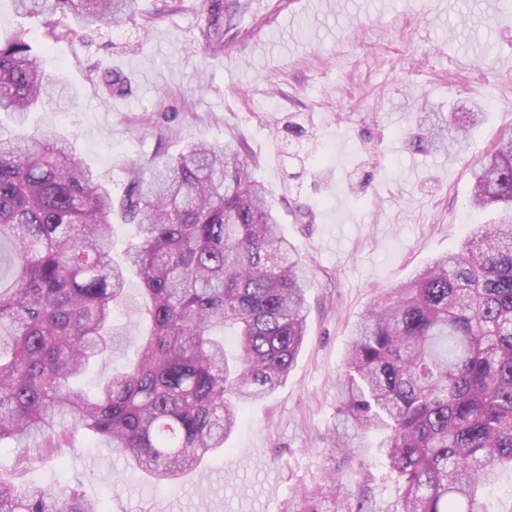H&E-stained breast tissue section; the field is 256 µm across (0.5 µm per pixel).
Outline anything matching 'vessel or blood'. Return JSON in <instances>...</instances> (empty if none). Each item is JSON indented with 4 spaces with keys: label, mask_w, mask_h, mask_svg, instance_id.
<instances>
[{
    "label": "vessel or blood",
    "mask_w": 512,
    "mask_h": 512,
    "mask_svg": "<svg viewBox=\"0 0 512 512\" xmlns=\"http://www.w3.org/2000/svg\"><path fill=\"white\" fill-rule=\"evenodd\" d=\"M304 2L305 0H267L261 10L250 13L245 36L225 42V60H235L243 51L254 57L264 53L271 38L302 12Z\"/></svg>",
    "instance_id": "vessel-or-blood-1"
}]
</instances>
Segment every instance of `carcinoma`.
I'll return each instance as SVG.
<instances>
[{
    "label": "carcinoma",
    "mask_w": 512,
    "mask_h": 512,
    "mask_svg": "<svg viewBox=\"0 0 512 512\" xmlns=\"http://www.w3.org/2000/svg\"><path fill=\"white\" fill-rule=\"evenodd\" d=\"M73 35L119 26L140 0H14ZM205 0L203 52L250 7ZM125 95L131 78L105 74ZM73 99L46 73L29 31L0 42V112L19 125ZM471 205L509 213L474 225L443 255L380 296L352 329L336 388L334 447L378 440L395 512H487L484 488L512 470V136L472 168ZM141 241L112 262V213ZM150 331L134 363L90 396L76 387L121 344L112 321L130 273ZM305 266L282 234L238 145L190 143L131 162L123 193L99 181L72 141L48 127L0 137V446L30 466L81 430L129 466L171 485L225 447L244 408L288 378L307 328ZM0 512H104L72 488H22L0 477Z\"/></svg>",
    "instance_id": "cac0c4a2"
}]
</instances>
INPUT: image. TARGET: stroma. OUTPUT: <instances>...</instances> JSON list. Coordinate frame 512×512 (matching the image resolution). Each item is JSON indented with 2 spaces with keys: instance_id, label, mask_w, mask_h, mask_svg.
<instances>
[{
  "instance_id": "35a3bbf8",
  "label": "stroma",
  "mask_w": 512,
  "mask_h": 512,
  "mask_svg": "<svg viewBox=\"0 0 512 512\" xmlns=\"http://www.w3.org/2000/svg\"><path fill=\"white\" fill-rule=\"evenodd\" d=\"M291 22L257 58L223 64L197 40L202 0H140V12L89 37L49 40L38 20L0 0V39L29 28L47 72L77 92L30 112H0V135L54 126L99 179L121 194L129 163L187 143L241 144L274 202L285 236L307 264V336L268 399L247 405L228 445L171 488L127 468L104 443L77 433L60 454L27 469L0 448V477L69 486L105 512H285L344 475L336 502L393 512L398 496L380 449L334 453L336 378L353 324L383 289L459 250L472 225L492 220L470 204L471 167L512 131V10L501 0H336ZM132 77L124 96L91 72ZM301 123L303 139L288 137ZM444 127L460 146L415 148L422 128ZM140 281L113 312L123 344L80 380L85 390L133 358L146 329Z\"/></svg>"
}]
</instances>
